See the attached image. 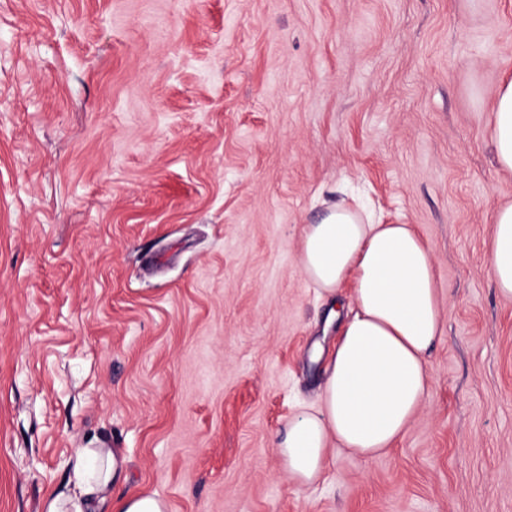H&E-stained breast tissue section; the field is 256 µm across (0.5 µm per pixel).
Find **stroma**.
Listing matches in <instances>:
<instances>
[{
	"mask_svg": "<svg viewBox=\"0 0 512 512\" xmlns=\"http://www.w3.org/2000/svg\"><path fill=\"white\" fill-rule=\"evenodd\" d=\"M507 77L512 0H0V512L105 446L169 512H512ZM353 191L432 246L444 330L395 449L300 487L274 438L339 329L298 248ZM492 143L498 166L512 171V78L502 80L495 90ZM489 271L498 294L512 300V204L494 214Z\"/></svg>",
	"mask_w": 512,
	"mask_h": 512,
	"instance_id": "1",
	"label": "stroma"
}]
</instances>
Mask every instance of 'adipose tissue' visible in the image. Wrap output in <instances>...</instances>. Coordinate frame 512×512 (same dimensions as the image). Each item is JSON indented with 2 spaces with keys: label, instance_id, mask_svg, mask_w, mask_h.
Returning a JSON list of instances; mask_svg holds the SVG:
<instances>
[{
  "label": "adipose tissue",
  "instance_id": "1",
  "mask_svg": "<svg viewBox=\"0 0 512 512\" xmlns=\"http://www.w3.org/2000/svg\"><path fill=\"white\" fill-rule=\"evenodd\" d=\"M492 143L498 166L512 171V78L495 90ZM298 265L329 302L351 282L354 304L318 405L288 419L275 440L282 469L302 487L321 477L330 446L370 457L402 437L431 391L429 352L443 316L433 250L412 225L381 224L335 205L308 225ZM489 271L498 294L512 300V204L494 214ZM125 465L116 449H77L42 512H167L144 492L113 498Z\"/></svg>",
  "mask_w": 512,
  "mask_h": 512
}]
</instances>
